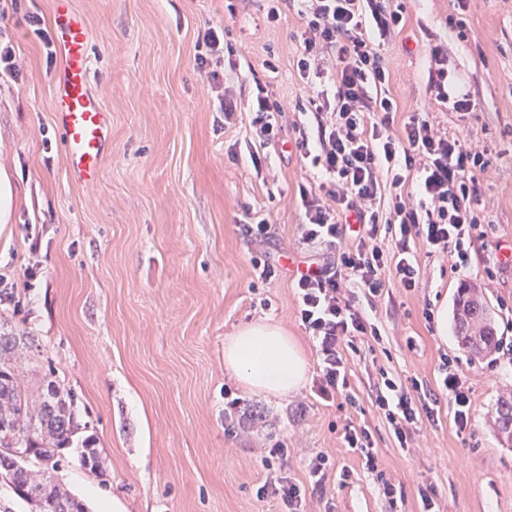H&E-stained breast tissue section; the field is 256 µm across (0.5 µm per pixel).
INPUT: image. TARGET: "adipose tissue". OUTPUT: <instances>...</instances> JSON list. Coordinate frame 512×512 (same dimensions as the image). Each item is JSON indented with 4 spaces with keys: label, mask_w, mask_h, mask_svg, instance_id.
<instances>
[{
    "label": "adipose tissue",
    "mask_w": 512,
    "mask_h": 512,
    "mask_svg": "<svg viewBox=\"0 0 512 512\" xmlns=\"http://www.w3.org/2000/svg\"><path fill=\"white\" fill-rule=\"evenodd\" d=\"M224 367L245 388L273 397L298 391L309 365L296 338L280 324L257 321L224 341Z\"/></svg>",
    "instance_id": "adipose-tissue-1"
}]
</instances>
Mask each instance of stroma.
<instances>
[{
  "label": "stroma",
  "instance_id": "1",
  "mask_svg": "<svg viewBox=\"0 0 512 512\" xmlns=\"http://www.w3.org/2000/svg\"><path fill=\"white\" fill-rule=\"evenodd\" d=\"M89 29L90 87L112 124L97 184L67 176L64 143L53 120L49 57L26 19L50 20L53 0H18L0 18L19 67L0 79V167L13 175L15 220L0 224V274L8 277L0 318L34 336L40 354L21 376L38 390L47 372L75 398L78 422L97 439L102 472L65 460L53 479L101 512L118 500L125 512H281L260 498L268 471L307 485L309 463L329 458L323 491L309 490L307 512H422L421 488L434 486V512H512V442L497 431L503 400H512V0H469L471 31L448 22L451 0H398L405 27L384 47L397 122L427 99L428 47L479 101L463 114L436 107L441 131L483 151L479 207L488 226L474 239L466 270L449 255L417 247L416 286L390 283L382 297L355 301L379 331L349 356L354 403L316 392L320 359L297 313L290 259L333 262L338 251L302 242L299 188L319 182L296 147L310 88L296 63L302 21L267 0H72ZM223 28L245 50L224 83L242 113L257 86L287 101L277 118L279 142L253 166L248 123L223 127L209 78L196 65L198 35ZM271 224L260 242L243 225ZM275 263L259 278L254 259ZM487 305L499 344L477 355L459 341L456 323L440 335L431 317L451 313L461 289ZM280 322L309 362L304 387L285 398L243 389L224 370V338L259 319ZM451 359L472 400V425L458 430L439 388ZM419 381L438 397L435 422L420 419L400 447L374 403L383 376ZM249 418L227 427L224 397ZM369 428L378 468L404 494L384 497L343 428ZM285 447L269 457V449Z\"/></svg>",
  "mask_w": 512,
  "mask_h": 512
}]
</instances>
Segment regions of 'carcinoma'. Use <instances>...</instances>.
Here are the masks:
<instances>
[{"label":"carcinoma","instance_id":"cac0c4a2","mask_svg":"<svg viewBox=\"0 0 512 512\" xmlns=\"http://www.w3.org/2000/svg\"><path fill=\"white\" fill-rule=\"evenodd\" d=\"M457 324L460 342L475 353L489 352L497 341L490 326L488 310L481 299L463 292L457 299ZM34 339L27 334L4 332L0 328V456H11L16 448H33L35 455L16 458L8 488L32 482L44 494L28 498L30 512H86L84 503L63 491L50 472L65 461V450L74 448L77 458L89 457L90 470L100 468V455L90 438L73 445L80 424L75 420L74 400L57 380L47 376L41 392L34 394L20 380L22 366L32 360Z\"/></svg>","mask_w":512,"mask_h":512}]
</instances>
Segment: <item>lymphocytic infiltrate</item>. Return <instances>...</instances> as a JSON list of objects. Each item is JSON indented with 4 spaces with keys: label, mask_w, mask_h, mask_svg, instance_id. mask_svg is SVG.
<instances>
[{
    "label": "lymphocytic infiltrate",
    "mask_w": 512,
    "mask_h": 512,
    "mask_svg": "<svg viewBox=\"0 0 512 512\" xmlns=\"http://www.w3.org/2000/svg\"><path fill=\"white\" fill-rule=\"evenodd\" d=\"M303 21L298 37L300 77L317 87L309 104L317 124V140L300 137L304 160L321 168L324 178L314 189H301L305 222L303 242L326 244L339 251L335 265L320 264L297 276L293 288L298 317L320 357L317 393L330 400L346 394V352H358L365 337H379L355 304V290L382 296V273L394 268L399 284L413 288L417 270L413 248L421 244L450 253L456 269L467 268L473 233L481 226L474 205L477 177L489 162L483 151L435 128L428 112L411 115L393 133L397 105L385 87L389 62L382 47L399 32L403 11L394 0H295ZM428 85L438 103L455 112H473L477 99L448 72L440 46L429 49ZM282 101L258 87L252 124L261 146L275 142L276 113ZM417 172L421 203L407 201V172ZM392 204L376 207L383 193ZM391 232L392 252L377 244L380 229ZM375 405L382 411L399 444H406L420 418H434L429 404H416L401 383L384 378ZM329 459L311 462L309 485L284 475H268L257 494L277 499L284 512H305L307 490H321Z\"/></svg>",
    "instance_id": "obj_1"
}]
</instances>
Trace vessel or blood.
Returning <instances> with one entry per match:
<instances>
[{"label":"vessel or blood","instance_id":"obj_1","mask_svg":"<svg viewBox=\"0 0 512 512\" xmlns=\"http://www.w3.org/2000/svg\"><path fill=\"white\" fill-rule=\"evenodd\" d=\"M52 26L63 59L53 77V116L64 137L69 176L91 185L99 177L110 127L107 112L90 90L89 31L71 0H54Z\"/></svg>","mask_w":512,"mask_h":512}]
</instances>
